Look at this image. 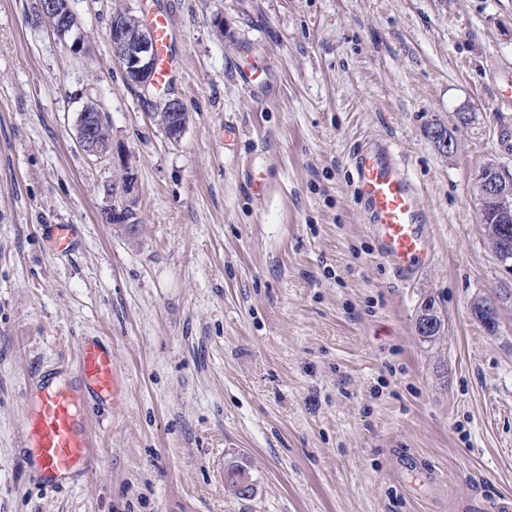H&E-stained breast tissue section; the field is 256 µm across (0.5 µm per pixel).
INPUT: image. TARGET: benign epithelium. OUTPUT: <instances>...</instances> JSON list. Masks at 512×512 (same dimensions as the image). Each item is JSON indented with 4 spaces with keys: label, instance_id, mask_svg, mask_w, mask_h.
<instances>
[{
    "label": "benign epithelium",
    "instance_id": "obj_1",
    "mask_svg": "<svg viewBox=\"0 0 512 512\" xmlns=\"http://www.w3.org/2000/svg\"><path fill=\"white\" fill-rule=\"evenodd\" d=\"M41 22L48 25L60 36L71 33L79 27L76 14L60 6L59 0H49L41 8ZM109 41L112 55L122 68L125 77L138 86L144 94L153 92L151 70L155 62L156 47L147 27L139 23L133 27L119 21L109 26ZM165 105L172 114L166 137L177 141L182 138L187 127L186 111L177 98H166ZM101 111L89 112L85 109L78 114L76 125V144L87 156L102 157L112 150V145L101 144L98 138V125ZM478 221L489 223L494 218L501 224L512 223V171L501 162H489L483 166L476 178ZM132 206L123 202L121 207L111 206L101 212L100 220L104 224H123L132 230L135 227L129 213ZM494 255L504 276L512 280V238H499L493 248ZM442 325L437 310H421L416 322L420 331L434 329Z\"/></svg>",
    "mask_w": 512,
    "mask_h": 512
}]
</instances>
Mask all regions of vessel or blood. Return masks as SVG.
<instances>
[{
	"label": "vessel or blood",
	"mask_w": 512,
	"mask_h": 512,
	"mask_svg": "<svg viewBox=\"0 0 512 512\" xmlns=\"http://www.w3.org/2000/svg\"><path fill=\"white\" fill-rule=\"evenodd\" d=\"M150 27L158 48L154 74L166 85L171 75L172 22L154 15ZM355 184L366 206L368 230L378 245L379 256L403 279H411L426 266L433 250L426 230L427 217L418 190L387 145L359 150L353 161ZM74 372L77 386L55 383L51 372L40 378L36 408L26 426L25 445L44 476L59 481L92 467V437L81 412L84 392L120 403L125 386L110 347L100 340L81 338Z\"/></svg>",
	"instance_id": "vessel-or-blood-1"
}]
</instances>
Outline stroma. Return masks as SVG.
<instances>
[{
    "instance_id": "obj_1",
    "label": "stroma",
    "mask_w": 512,
    "mask_h": 512,
    "mask_svg": "<svg viewBox=\"0 0 512 512\" xmlns=\"http://www.w3.org/2000/svg\"><path fill=\"white\" fill-rule=\"evenodd\" d=\"M0 0V512H490L512 497V303L476 176L512 161V0H74L83 35ZM161 11L184 61L143 97L112 56L113 12ZM179 98L185 134L154 113ZM111 156L75 140L87 103ZM475 116L442 155L432 124ZM390 143L434 259L382 261L353 156ZM278 172L264 197L241 174ZM135 234L104 224L123 169ZM79 236L58 252L49 225ZM433 301L434 340L415 319ZM110 345L126 395L87 411L94 466L62 489L30 468L37 374ZM254 487L227 489V467Z\"/></svg>"
}]
</instances>
